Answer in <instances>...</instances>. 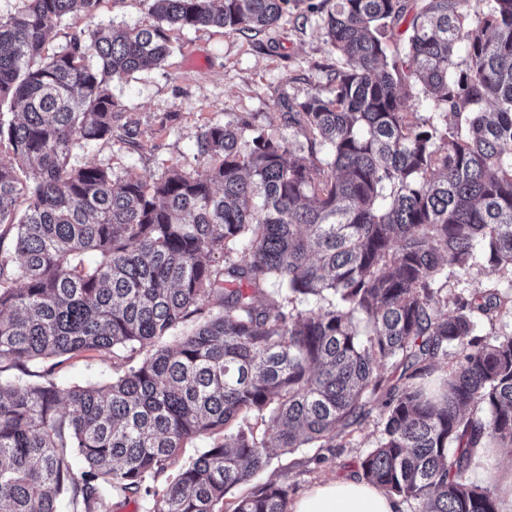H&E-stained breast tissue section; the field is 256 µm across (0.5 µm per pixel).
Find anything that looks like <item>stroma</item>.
I'll return each instance as SVG.
<instances>
[{
	"instance_id": "obj_1",
	"label": "stroma",
	"mask_w": 512,
	"mask_h": 512,
	"mask_svg": "<svg viewBox=\"0 0 512 512\" xmlns=\"http://www.w3.org/2000/svg\"><path fill=\"white\" fill-rule=\"evenodd\" d=\"M327 9L326 0H290L279 23L259 31H170L172 51L159 68L112 84L114 102L140 129L139 149H130L117 127L111 140L79 152L76 164L100 165L116 177L134 173L153 182L169 170L197 167L195 140L203 128L234 126L244 119L255 121L272 137L285 138L294 148L305 147L306 133L289 125L287 110L325 89L328 74L340 65L324 34ZM154 22L147 0H101L95 16L78 13L56 24L49 44L61 46L72 34L98 24L119 29ZM124 369L122 359L90 351L11 367L0 375L29 381L49 372L56 379L83 385L104 382ZM381 429V410L376 407L346 437L345 447L309 446L273 456L256 480L285 478L295 500L324 481L360 476L359 461L374 448Z\"/></svg>"
}]
</instances>
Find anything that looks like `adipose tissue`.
Masks as SVG:
<instances>
[{
  "instance_id": "ef3b65f1",
  "label": "adipose tissue",
  "mask_w": 512,
  "mask_h": 512,
  "mask_svg": "<svg viewBox=\"0 0 512 512\" xmlns=\"http://www.w3.org/2000/svg\"><path fill=\"white\" fill-rule=\"evenodd\" d=\"M398 498L365 480L342 478L312 488L290 512H401Z\"/></svg>"
}]
</instances>
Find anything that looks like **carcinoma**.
I'll return each instance as SVG.
<instances>
[{
    "mask_svg": "<svg viewBox=\"0 0 512 512\" xmlns=\"http://www.w3.org/2000/svg\"><path fill=\"white\" fill-rule=\"evenodd\" d=\"M18 2L0 21V142L17 160L0 165L15 229L0 364L150 353L104 385L0 379V512H58L63 495L101 512L114 491L149 496L148 512H289L285 480L224 497L271 447L331 448L377 404L363 479L412 512H498L466 472L480 443L512 446V333L479 330L512 305V0H334L342 67L289 111L307 152L248 120L209 125L203 164L152 183L75 163L123 116L112 81L160 66L173 28L264 29L288 0H150L157 24L92 29L48 57L54 25L100 0ZM408 16L402 55L389 41ZM407 85L441 123L410 119ZM480 266L507 288L448 309V275Z\"/></svg>",
    "mask_w": 512,
    "mask_h": 512,
    "instance_id": "cac0c4a2",
    "label": "carcinoma"
}]
</instances>
